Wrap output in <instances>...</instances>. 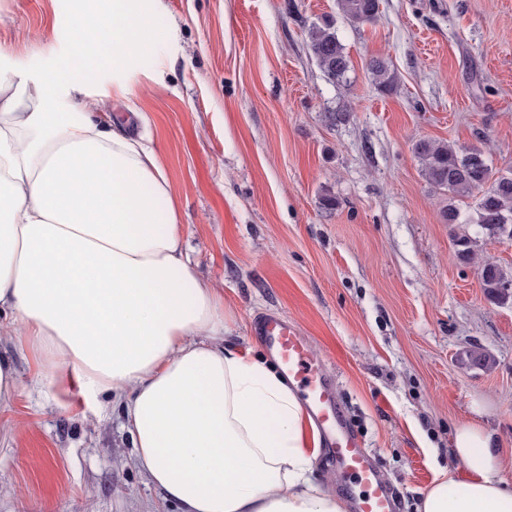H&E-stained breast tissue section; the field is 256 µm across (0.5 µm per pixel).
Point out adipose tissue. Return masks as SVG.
<instances>
[{
  "instance_id": "obj_1",
  "label": "adipose tissue",
  "mask_w": 512,
  "mask_h": 512,
  "mask_svg": "<svg viewBox=\"0 0 512 512\" xmlns=\"http://www.w3.org/2000/svg\"><path fill=\"white\" fill-rule=\"evenodd\" d=\"M153 2L105 0L75 19V46L133 72ZM84 74L0 77V336L41 354L35 382L63 407L119 399L137 466L180 512H346L312 478L300 397L232 339L195 275L154 151L60 108ZM449 453L459 477L435 480L419 512H512L483 427L459 425Z\"/></svg>"
}]
</instances>
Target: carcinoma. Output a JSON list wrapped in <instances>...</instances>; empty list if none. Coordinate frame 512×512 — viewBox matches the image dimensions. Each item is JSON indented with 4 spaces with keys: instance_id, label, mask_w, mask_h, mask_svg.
Listing matches in <instances>:
<instances>
[{
    "instance_id": "1",
    "label": "carcinoma",
    "mask_w": 512,
    "mask_h": 512,
    "mask_svg": "<svg viewBox=\"0 0 512 512\" xmlns=\"http://www.w3.org/2000/svg\"><path fill=\"white\" fill-rule=\"evenodd\" d=\"M342 15L352 24L374 21L379 13V0H337ZM309 48L320 68L331 81L345 77L350 61L336 31L329 25L314 26L308 31ZM368 68L378 86L390 87L393 77L387 63L379 58L369 61ZM423 176L434 187L456 198H475L472 224L483 237L512 243V172L495 170L484 152L475 148H456L444 141L423 140L415 145ZM456 258L463 264L478 267L484 296L494 305L512 304V277L496 263L480 259L468 241L458 243Z\"/></svg>"
}]
</instances>
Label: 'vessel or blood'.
I'll return each mask as SVG.
<instances>
[{"mask_svg": "<svg viewBox=\"0 0 512 512\" xmlns=\"http://www.w3.org/2000/svg\"><path fill=\"white\" fill-rule=\"evenodd\" d=\"M254 332L304 395L306 411L320 432L326 454L360 486L359 495L352 500L354 512H395L396 501L388 485L347 424L333 395L331 382L304 337L276 314L257 320Z\"/></svg>", "mask_w": 512, "mask_h": 512, "instance_id": "obj_1", "label": "vessel or blood"}]
</instances>
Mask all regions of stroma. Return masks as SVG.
<instances>
[{"label": "stroma", "instance_id": "stroma-1", "mask_svg": "<svg viewBox=\"0 0 512 512\" xmlns=\"http://www.w3.org/2000/svg\"><path fill=\"white\" fill-rule=\"evenodd\" d=\"M87 3L0 0V74L51 70ZM327 18L352 61L343 82L308 49L309 26ZM151 24L132 76L99 63L81 100L61 107L136 119L234 340L261 351L251 326L265 312L294 325L398 512L453 475L448 450L465 422L490 435L512 481V306L486 301L476 268L458 262L455 241L473 229L444 223L449 195L413 151L445 140L512 172V0H380L360 25L337 0H159ZM376 57L390 89L367 67ZM473 346L492 370L461 361ZM0 351L23 385L0 436V512H177L135 467L119 407L60 408L33 383L36 354Z\"/></svg>", "mask_w": 512, "mask_h": 512}]
</instances>
